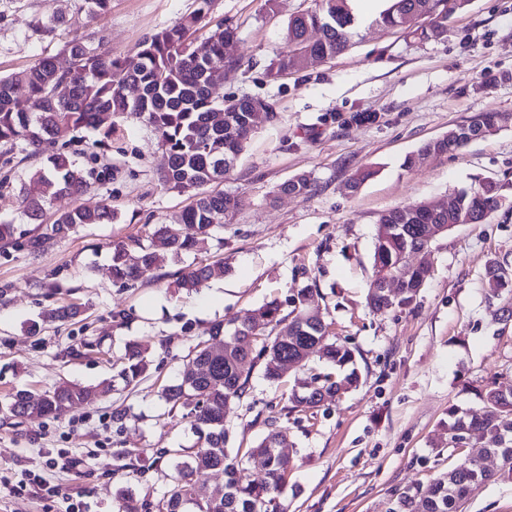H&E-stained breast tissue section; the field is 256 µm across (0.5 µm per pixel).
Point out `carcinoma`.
<instances>
[{"label": "carcinoma", "instance_id": "1", "mask_svg": "<svg viewBox=\"0 0 512 512\" xmlns=\"http://www.w3.org/2000/svg\"><path fill=\"white\" fill-rule=\"evenodd\" d=\"M354 0H315V8L288 19L284 41L287 50L268 66V74L299 71L296 52L303 49L318 57L333 58L352 46L357 18ZM388 6L375 22L385 28H405L421 40H441L447 33L448 18L465 7L469 0H387ZM212 0H200V7L184 16L177 24L162 28L143 38L124 58H114L102 42L73 39L63 52L79 62L72 75L57 69L54 59L43 58L11 75L0 77V144L12 148L24 145L31 154L46 155L52 174L36 173L26 191L25 202L32 215L42 205L58 196L84 191L88 183L82 172L59 154L46 151L82 128H98L114 114L143 120L154 130L157 144L168 156V167L161 173L164 185L180 191L194 190L195 204L184 209L166 224H158L150 243L133 241L139 249L136 262L127 258L123 245L112 251V275L123 283L134 282L145 273L167 262H179L190 252L200 235L209 233L224 216L239 206L237 197L222 192L206 193L203 188L224 178V157L241 154L249 140L252 122V99H241L234 112L224 111V102L212 97L205 88L203 63L176 46L208 29L206 41L212 61L226 69L238 68L243 62L224 56V42L235 37V29L222 22L209 25L207 15ZM427 25L418 24L423 17ZM310 29H319L322 36L315 42L305 38ZM69 80L70 99L60 103L53 98L55 85ZM141 89L138 97L126 92L127 85ZM27 94L22 95L19 89ZM509 118L497 112L480 113L469 121L453 126L471 134L490 133ZM468 136L454 141L436 138L425 143L417 154L407 159L416 165L424 154L440 155L467 145ZM305 175L295 176L279 186L281 194L304 196L310 190ZM498 188L483 183L464 189L456 196L453 209L436 212L428 203L397 207L379 214L378 232L373 254V278L367 292V304L381 312L407 307L419 293L418 285L427 282L429 271L421 267L415 280H402L403 256L415 248L430 247L400 231L395 224H453L458 211L468 212L479 204L492 209L499 205ZM116 218L112 207L76 208L60 214L44 231L30 236L22 246L31 254L41 252L46 243L89 224L110 223ZM500 264L491 262L486 268L489 297L502 294L504 284L497 279ZM224 273V265L192 264L181 269L177 286L187 292L201 288L215 275ZM397 281V293L388 299L376 287L380 277ZM295 316L278 317L279 305L268 302L255 310L253 323L229 332L224 324L215 323L207 335L219 340L215 346L198 343L184 365L179 381L166 386L162 397L171 408L187 410L192 427L201 442L198 448L185 449L186 459L176 465L173 484L162 499V512H188L194 503L192 494L197 477L207 471L224 472V487L203 505L199 512H284L281 498L288 488L293 464L291 455L282 452L284 432L270 430L254 452L265 459L266 476L255 482L245 476L244 458L231 456L227 443L225 416L229 406L247 394L249 375L241 365L244 361H263V375L270 382L283 377L280 362L303 363L317 355L333 372H320L295 379L289 397L292 408L314 409L328 399L346 392L359 382L353 352L345 345L330 340L328 325L319 306L315 305L313 289L303 288L294 300ZM273 323L279 330L267 343L254 338L255 325ZM125 366L119 376L126 384L138 381L148 368L140 344L125 345ZM88 389L70 382L60 383L52 393L34 395L18 391L8 404L15 417L27 419L62 415L87 400ZM483 411L473 415L454 407L448 411V437L464 434L472 439V452L453 469L437 476L426 489L416 488L393 494L388 512H463L465 501L479 488L493 483H512V389L489 388L482 395ZM494 457L499 466L490 469L484 460Z\"/></svg>", "mask_w": 512, "mask_h": 512}]
</instances>
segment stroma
<instances>
[{
	"label": "stroma",
	"instance_id": "stroma-1",
	"mask_svg": "<svg viewBox=\"0 0 512 512\" xmlns=\"http://www.w3.org/2000/svg\"><path fill=\"white\" fill-rule=\"evenodd\" d=\"M197 0H111L106 17L89 22L84 0H0V76L59 57L66 41L103 37L113 57L127 56L144 37L176 24ZM313 0H213L212 21L233 25L217 96L273 102L275 121L258 118L247 149L218 183L239 208L199 237L184 262H171L124 285L111 272L115 246L148 240L191 205L194 192L164 186L167 158L145 122L113 116L111 131L83 129L61 149L89 186L45 205L31 219L25 188L42 157L0 147V222L27 233L75 208L111 205L109 224L77 228L38 254L0 246V512H118L132 492L158 512L170 489L180 449L197 437L187 419L170 414L162 386L177 382L186 357L221 321L248 322L277 301L290 316L304 287L317 289L329 336L355 354L356 388L303 411L292 408L293 373L279 383L250 365V389L227 415L229 448L249 451L271 429L287 431L296 467L282 503L287 512H387L395 491L428 486L460 463L467 449L448 444V411L481 412L485 385L512 388V322L483 288L486 266L512 270V122L459 151L406 167L427 141L482 112L512 114V0H469L448 20L444 39L422 41L401 29L375 26L384 0L364 10L344 54L270 79L267 68L285 48L289 17ZM65 15L46 34L38 21ZM369 112L373 121L353 116ZM375 174L356 193L345 183L357 170ZM307 175L303 197L278 193ZM494 181L499 207L480 224H460L431 247L433 269L413 303L384 313L367 305L373 276L376 219L419 202H445L455 191ZM223 260L224 273L198 291L176 285L183 263ZM79 306L73 321L29 327L45 309ZM148 349L147 373L125 386L118 373L126 341ZM105 394L53 418L21 420L4 412L12 392L42 394L63 382ZM124 412L114 421L115 412ZM165 457H157L158 449ZM132 452L124 462V452ZM81 459L51 468L47 458Z\"/></svg>",
	"mask_w": 512,
	"mask_h": 512
}]
</instances>
